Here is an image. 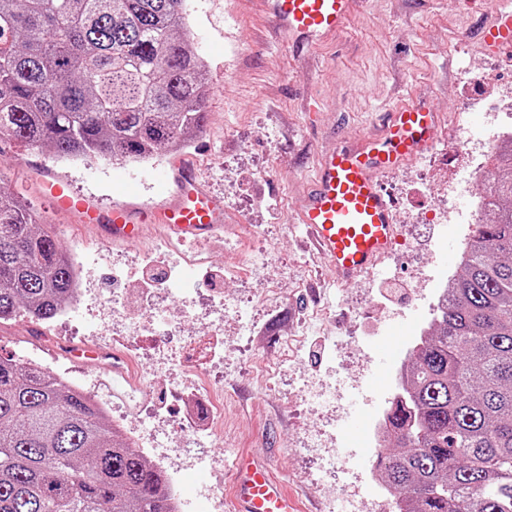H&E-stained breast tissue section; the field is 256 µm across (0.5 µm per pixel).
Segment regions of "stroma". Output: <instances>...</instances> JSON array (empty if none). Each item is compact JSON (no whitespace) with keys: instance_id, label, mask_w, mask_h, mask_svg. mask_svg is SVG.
<instances>
[{"instance_id":"obj_1","label":"stroma","mask_w":512,"mask_h":512,"mask_svg":"<svg viewBox=\"0 0 512 512\" xmlns=\"http://www.w3.org/2000/svg\"><path fill=\"white\" fill-rule=\"evenodd\" d=\"M494 0H362L344 32L304 51L288 47L280 29L251 0H188L190 46L209 65L202 129L182 151L141 164L108 160L66 162L47 150L0 139V187L25 200L43 227L67 251L89 258L88 294L70 321L18 319L0 324V356L26 347L66 361L74 380L101 374L106 399L130 428L154 408L156 432L183 404L176 384L204 370L224 386L225 465L199 468L177 459L184 512H214L207 493L230 485L237 454L270 463L275 476L300 499L301 512H328L330 498L358 501L360 512H382L366 499L365 484L377 456L348 429L368 423L395 395L391 381L372 384L379 368L394 370L399 347L412 329L431 319L429 304L456 258L439 250L458 248L453 224H416L418 211H440L456 164L448 154L459 114L482 128L486 91L469 82L483 65L496 84L512 82V54L497 58L480 46L478 32ZM404 102L433 106L439 137L432 148L379 181L394 201L400 241L373 273L335 283L319 259L302 249L291 217L321 153L339 142L374 132ZM190 161L209 188L224 199L229 230L208 244L186 241L178 251H156L162 235L145 227L141 240L124 246L104 242L75 215L53 211L41 193L42 169L67 178L73 189L100 205L113 201L156 202L170 195L162 173ZM264 254L267 265L246 267L243 252ZM188 283L189 293L158 289L155 303L172 316L169 340L143 331L140 362L156 369L154 384L139 401L126 399L128 384L109 370L70 359L67 349L95 343L120 352L127 322L107 300L119 295L136 305L132 287L146 256ZM392 287L391 302L379 291ZM231 302L223 311L221 301ZM213 327L214 356L180 355L181 338L198 324ZM305 339L306 353L284 361L281 336ZM387 361H379L382 348ZM336 388L329 405L313 411L305 391Z\"/></svg>"}]
</instances>
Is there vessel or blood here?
<instances>
[{"mask_svg":"<svg viewBox=\"0 0 512 512\" xmlns=\"http://www.w3.org/2000/svg\"><path fill=\"white\" fill-rule=\"evenodd\" d=\"M255 2L297 49L324 43L343 31L360 0ZM479 38L492 55L512 53V7L495 8L493 21L481 28ZM437 128L436 113L407 104L391 112L378 133L319 157L294 221L338 282L373 271L392 249L396 226L377 177L425 153L436 141ZM175 182L169 198L139 208L124 202L101 208L74 195L68 182L51 172L42 187L56 210L76 214L80 223L93 225L115 242H138L145 223L203 240L223 229L224 201L203 184L193 165L180 164ZM229 512H299V507L265 467L241 459L235 466Z\"/></svg>","mask_w":512,"mask_h":512,"instance_id":"vessel-or-blood-1","label":"vessel or blood"}]
</instances>
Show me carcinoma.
I'll return each instance as SVG.
<instances>
[{"mask_svg": "<svg viewBox=\"0 0 512 512\" xmlns=\"http://www.w3.org/2000/svg\"><path fill=\"white\" fill-rule=\"evenodd\" d=\"M187 0H0V138L145 162L205 121ZM389 408L378 469L404 512H512V163ZM73 261L0 191V321L50 320ZM0 512H172L168 478L81 391L0 357Z\"/></svg>", "mask_w": 512, "mask_h": 512, "instance_id": "carcinoma-1", "label": "carcinoma"}]
</instances>
